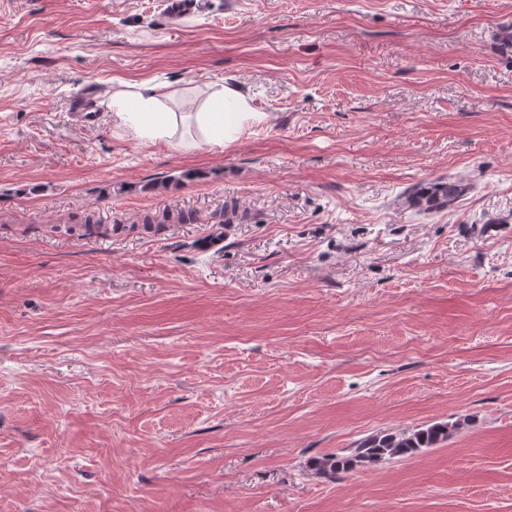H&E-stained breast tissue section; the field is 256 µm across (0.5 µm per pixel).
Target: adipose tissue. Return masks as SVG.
Returning <instances> with one entry per match:
<instances>
[{
  "label": "adipose tissue",
  "mask_w": 512,
  "mask_h": 512,
  "mask_svg": "<svg viewBox=\"0 0 512 512\" xmlns=\"http://www.w3.org/2000/svg\"><path fill=\"white\" fill-rule=\"evenodd\" d=\"M177 95L169 85L120 80L112 85L109 117L113 125L143 143L160 141L199 150L234 140L252 115L246 95L221 83L210 84L205 98L190 112L174 110Z\"/></svg>",
  "instance_id": "adipose-tissue-1"
}]
</instances>
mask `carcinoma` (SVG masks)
<instances>
[{"label":"carcinoma","mask_w":512,"mask_h":512,"mask_svg":"<svg viewBox=\"0 0 512 512\" xmlns=\"http://www.w3.org/2000/svg\"><path fill=\"white\" fill-rule=\"evenodd\" d=\"M464 192L465 185L460 181H437L427 189H414L409 200L415 205L425 206L427 211L441 210L455 203ZM100 226L101 219L88 214L80 223L71 225L69 231L78 233L80 237H92L98 235ZM455 429L453 424H434L411 432L372 436L360 442L354 454L322 457L312 461V467L326 478H334L357 467H376L386 460L413 456L423 448H432L447 440Z\"/></svg>","instance_id":"1"}]
</instances>
